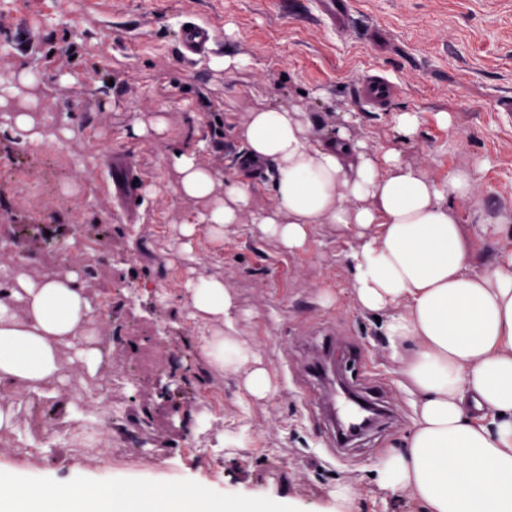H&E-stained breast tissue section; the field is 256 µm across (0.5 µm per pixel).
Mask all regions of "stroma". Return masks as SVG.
I'll return each mask as SVG.
<instances>
[{"instance_id":"stroma-1","label":"stroma","mask_w":512,"mask_h":512,"mask_svg":"<svg viewBox=\"0 0 512 512\" xmlns=\"http://www.w3.org/2000/svg\"><path fill=\"white\" fill-rule=\"evenodd\" d=\"M194 13L213 28L210 56L187 64L178 26ZM390 43H372V28ZM0 75L18 65L39 72L16 83L6 107L30 112L55 134L36 151L0 133V247L27 245L23 265L40 276L64 271L62 239L84 225L74 250L78 272L110 319L108 352L91 383L65 388L77 404L103 395L116 428L110 463L96 466L85 441L69 439L51 463L14 457L21 479L74 484L112 482L201 486L253 512L292 503L296 512H329L336 484L351 489L343 512H422L407 495L390 500L372 476L380 453L401 447L415 424L401 366L387 353L383 326L350 296L348 255L355 239L316 225L312 247L289 253L261 233L251 215L216 235L200 227L194 258L179 250L180 226L199 211L175 190L167 158L175 144L204 142L201 160L215 193L237 172L234 134L266 106L311 116L314 138L343 115L372 152L396 146L403 161L439 181L475 168L471 198L512 205V0H351L349 28L338 34L314 15L313 0H0ZM237 54L246 67L225 73L211 57ZM388 76L396 90L379 110H363V75ZM419 113L418 135L400 142L395 111ZM448 113L451 126L437 120ZM162 117L168 137L133 135ZM128 154L141 181L135 223L113 199L112 156ZM217 278L240 309L237 342L260 358L276 387L265 400L247 395L234 375L215 372L199 352L207 331L192 319L182 284ZM155 285L143 294V282ZM337 295L322 305L321 291ZM351 344L348 383L398 408L400 419L339 453L328 440L325 388L311 372L322 345Z\"/></svg>"}]
</instances>
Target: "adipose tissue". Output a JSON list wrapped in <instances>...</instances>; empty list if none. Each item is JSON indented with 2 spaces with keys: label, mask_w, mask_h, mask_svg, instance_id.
Returning a JSON list of instances; mask_svg holds the SVG:
<instances>
[{
  "label": "adipose tissue",
  "mask_w": 512,
  "mask_h": 512,
  "mask_svg": "<svg viewBox=\"0 0 512 512\" xmlns=\"http://www.w3.org/2000/svg\"><path fill=\"white\" fill-rule=\"evenodd\" d=\"M307 113L269 106L251 113L236 136L250 159L274 171L273 203L253 212L251 181L238 176L214 195L212 170L200 148L170 155L180 195L205 201L181 232L198 225L219 231L245 213L264 235L291 253L307 249L311 230L335 224L354 236L348 255L351 298L385 314L386 345L402 362L415 398L416 420L402 448L376 462L387 496L407 493L425 512H512V253L484 271L471 265L477 243L512 225V207L470 202L473 170H453L437 182L403 163L397 148L368 152L345 125L316 140ZM194 317L212 325L201 354L221 373L242 375L246 390L264 399L268 373L233 341L237 307L222 281L184 285ZM97 306L73 272L34 279L20 268L0 270V390L73 404L61 382L95 377L103 354L93 346ZM466 460L449 469L447 456ZM138 485L112 499L55 481L20 480L0 462V512H147Z\"/></svg>",
  "instance_id": "1"
}]
</instances>
